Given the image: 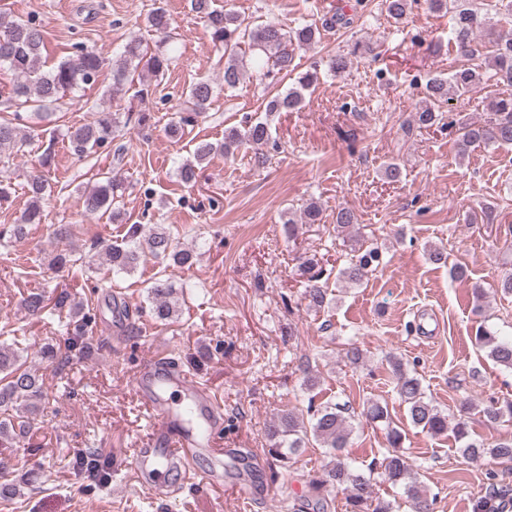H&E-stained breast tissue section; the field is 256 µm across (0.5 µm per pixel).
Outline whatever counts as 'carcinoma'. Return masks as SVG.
I'll return each instance as SVG.
<instances>
[{
  "instance_id": "obj_1",
  "label": "carcinoma",
  "mask_w": 512,
  "mask_h": 512,
  "mask_svg": "<svg viewBox=\"0 0 512 512\" xmlns=\"http://www.w3.org/2000/svg\"><path fill=\"white\" fill-rule=\"evenodd\" d=\"M196 12L203 15L210 30L212 41L223 51L224 88L234 89L242 79L245 70L251 69L255 79L263 83L266 79L281 75L291 78L297 68L294 64L296 52L314 46L320 39L321 31L336 26L348 27L352 18L343 11L324 16L321 21L302 23L294 28H284L277 24H260L250 27L241 17L224 8L213 6V0H193ZM413 0H384L389 18L399 22L411 10ZM434 11L452 14L453 39L464 57L481 55L482 45L477 33L493 37L495 50L488 57V67L494 70L497 82L512 86V32H495L490 27L486 14L470 7L467 0H429ZM147 23L155 32L171 39L172 18L167 9L155 7L147 17ZM251 52L249 60H244L243 45ZM44 40L41 24L36 18L23 21H7L0 17V64H5L20 81L14 89V106L21 110L33 109L37 116L58 103L73 90L96 81L102 67V60L84 45L75 46L73 56L44 68L42 50ZM171 57L156 51L148 53L138 45L128 47L126 55L113 67L112 98L122 97L129 90L140 99L152 92V84L144 80L143 73L158 79L169 70ZM318 81L317 68L296 77L295 86L288 91L276 92L268 97L266 111L296 112L303 106L304 92ZM483 82V74L477 68L461 66L450 79L433 77L425 84L427 104L412 116L410 123L420 126L432 125L442 119L440 108L448 103V89L455 90L459 97L471 93ZM212 86L202 80L193 84L185 101L177 108L178 117L167 125L170 139L181 140L188 127L194 125L211 104ZM487 118L481 122L463 123L459 127L458 152L460 156L491 144L512 146V94H501L486 104ZM145 126L150 115L144 112H111L104 109L91 113L90 119L78 126L67 129L66 137L74 152L88 156L97 152L120 135L121 128L130 122ZM31 139L28 127L19 123L0 122V151L5 147L23 148ZM270 132L267 123L245 121L238 129L224 132V140L195 143L193 159L180 167V178L185 183L196 180L198 168L217 152L229 154L242 146L260 148L269 143ZM125 187L115 175L106 176L84 193L83 205L91 214L104 212L112 219L121 216L120 198ZM51 186L47 179L35 176L28 182L29 203L22 212L20 223L13 225L11 236L22 237L26 225L41 224L44 221L42 201ZM322 209L315 203L303 209L300 221L288 220V237L298 236L299 224H319ZM357 222L355 213L348 208L336 212V231L344 233ZM104 261L115 276L130 274L150 260L168 263L179 269L191 267L197 257L194 248H182L170 228L163 224H133L122 240L103 244ZM381 252L376 247L362 249L357 244L350 245L348 260L339 271V278L351 283H362L375 271L374 264L380 262ZM298 272L307 278L308 289L305 299L308 306L320 310L327 303L328 291L318 284L319 275L314 273L318 262L314 258L299 256ZM147 301L154 317L159 321L171 320L177 312L175 288L168 277H155L146 288ZM27 312L34 316L45 310H66L71 318L86 319L84 304L68 288L33 291L23 298ZM476 341L488 351L496 363L512 368V342L506 341L483 326L476 331ZM20 355L8 346L0 348V410L24 409L35 416L42 410V383ZM388 363L394 377L395 389L407 411L410 424L430 435L452 432L460 444L459 452L466 459L478 460L490 457L496 460L512 461V436L498 439L488 445L469 432L467 423L459 420L448 426V416L439 411L426 396L425 390L414 375L403 368L401 360L390 357ZM314 397H309L307 411L310 419L297 413L284 410L266 426L267 438L271 441L269 455L284 464L296 457L311 439L326 449L329 461L310 480L309 487L315 492L314 505L323 506L324 492L334 489L344 495L347 512H397L396 504L376 495L374 485L382 480L402 489L411 502L414 512H431L430 501L420 474L409 463L402 445V429L392 425L387 405L368 400L364 408L366 419L385 423V436L388 444L381 458L366 467H358L348 462L342 450L349 444L353 425L345 416L346 409L339 404L326 403L313 407ZM491 424L512 421V401L499 403L490 400L484 410Z\"/></svg>"
}]
</instances>
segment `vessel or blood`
<instances>
[{"instance_id":"1","label":"vessel or blood","mask_w":512,"mask_h":512,"mask_svg":"<svg viewBox=\"0 0 512 512\" xmlns=\"http://www.w3.org/2000/svg\"><path fill=\"white\" fill-rule=\"evenodd\" d=\"M136 384L150 409L152 437L160 442L156 448L136 449L130 467L138 482L157 498L172 497L189 485L223 486L224 405L220 398L180 368L163 348L141 363ZM172 387L184 394L182 407L169 402L166 392ZM204 456L213 460L210 469L197 465ZM171 473L177 475V482L168 481Z\"/></svg>"}]
</instances>
